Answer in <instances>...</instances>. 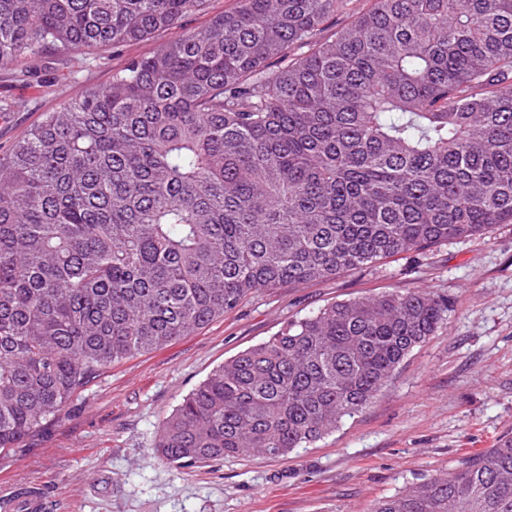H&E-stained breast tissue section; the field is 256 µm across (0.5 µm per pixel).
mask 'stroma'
Listing matches in <instances>:
<instances>
[{
  "label": "stroma",
  "mask_w": 512,
  "mask_h": 512,
  "mask_svg": "<svg viewBox=\"0 0 512 512\" xmlns=\"http://www.w3.org/2000/svg\"><path fill=\"white\" fill-rule=\"evenodd\" d=\"M237 0H209L160 36L94 55L46 52L33 73L0 70V153L114 70L207 25ZM393 290L447 299L448 321L404 360L361 414L285 458L259 453L191 468L155 446L163 422L224 361L288 321ZM512 436V224L400 254L338 277L249 296L153 352L112 365L25 447L0 455V512L32 485L46 512H371Z\"/></svg>",
  "instance_id": "35a3bbf8"
}]
</instances>
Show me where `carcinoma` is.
Returning <instances> with one entry per match:
<instances>
[{"label":"carcinoma","mask_w":512,"mask_h":512,"mask_svg":"<svg viewBox=\"0 0 512 512\" xmlns=\"http://www.w3.org/2000/svg\"><path fill=\"white\" fill-rule=\"evenodd\" d=\"M238 0L0 154V451L105 369L248 296L512 224V0ZM208 0H0V69L120 47ZM448 317L341 300L195 388L156 451L189 468L306 448ZM372 512H512V437Z\"/></svg>","instance_id":"obj_1"}]
</instances>
